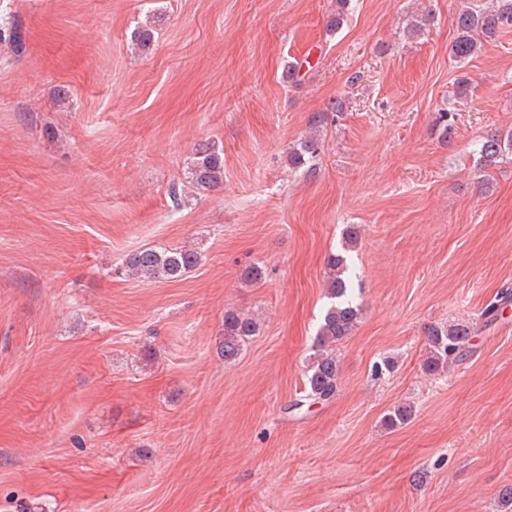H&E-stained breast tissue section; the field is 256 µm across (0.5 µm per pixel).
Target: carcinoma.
Returning <instances> with one entry per match:
<instances>
[{
  "label": "carcinoma",
  "mask_w": 512,
  "mask_h": 512,
  "mask_svg": "<svg viewBox=\"0 0 512 512\" xmlns=\"http://www.w3.org/2000/svg\"><path fill=\"white\" fill-rule=\"evenodd\" d=\"M352 0H335L336 7L328 16L327 31L335 33L347 21ZM435 23V14L425 10L410 22L408 32L421 34ZM456 37L450 45V55L458 62L474 56L485 42L495 39L502 30L512 28V0H467V6L454 16ZM321 150V139L306 136L291 150L288 162L295 168L311 169ZM512 153V134H488L480 141L479 165L488 173ZM224 161L216 151H206L197 158L192 179L198 188L209 189L223 179ZM200 253L191 248H145L125 257L123 265L128 272L147 281H176L197 267ZM357 275L343 253L333 254L327 261L326 297L328 303L317 325L313 353L305 373V396L328 401L336 395L339 364L336 345L349 336L357 326L361 313L357 303ZM258 325L244 313L228 310L224 313V361L238 358L246 340L256 335ZM474 328L468 323L439 326L431 324L426 331L430 356L426 369L444 370L461 362L471 352ZM412 416L407 406L391 410L383 418L387 429L406 424Z\"/></svg>",
  "instance_id": "obj_1"
}]
</instances>
